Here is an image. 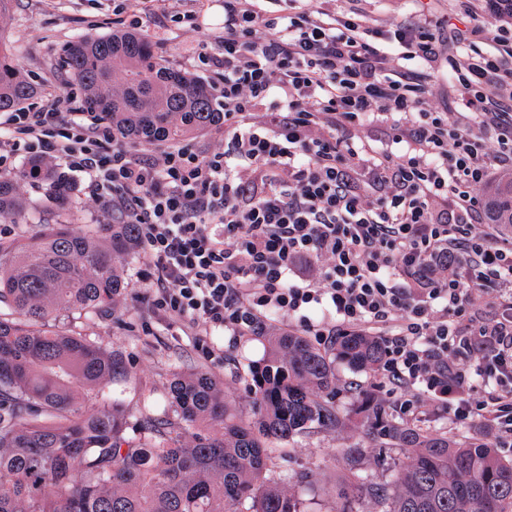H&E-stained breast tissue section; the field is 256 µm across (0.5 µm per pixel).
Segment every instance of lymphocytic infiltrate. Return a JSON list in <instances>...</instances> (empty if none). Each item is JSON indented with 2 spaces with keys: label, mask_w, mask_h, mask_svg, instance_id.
<instances>
[{
  "label": "lymphocytic infiltrate",
  "mask_w": 512,
  "mask_h": 512,
  "mask_svg": "<svg viewBox=\"0 0 512 512\" xmlns=\"http://www.w3.org/2000/svg\"><path fill=\"white\" fill-rule=\"evenodd\" d=\"M322 2L276 15L224 0L221 49L198 52L223 149L138 156L67 96L10 113L0 173L21 156L83 173L90 196L137 229L149 270L136 301L193 331L211 364L224 363L212 330L259 336L275 314L321 345L366 336L403 416L429 399L451 426L512 448V236L486 223L481 194L491 170H512V0L492 8L489 49L445 58L439 21L385 29L363 0ZM439 72L463 110L427 107ZM374 121L388 144L369 150L350 130ZM477 291L490 297L484 318Z\"/></svg>",
  "instance_id": "f902f5d3"
}]
</instances>
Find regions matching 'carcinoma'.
Segmentation results:
<instances>
[{
  "mask_svg": "<svg viewBox=\"0 0 512 512\" xmlns=\"http://www.w3.org/2000/svg\"><path fill=\"white\" fill-rule=\"evenodd\" d=\"M86 107L131 144L180 143L224 119L211 89L157 55L137 32L81 37L62 56ZM36 87L0 43V112H15ZM38 181L65 208L72 184L52 163L29 160L0 173V221L24 214L18 183ZM488 223L512 228V173L484 190ZM138 249L133 224H50L24 240H0V512H307L305 501L268 475L270 447L316 424H338L324 396L336 389L327 354L296 334L268 338L251 369L256 411L248 419L207 371L173 373L167 409L145 399L130 419L116 394L129 355L62 321L102 315L124 288L122 264ZM336 358L375 367L379 346L342 336ZM366 434L405 461L390 479L367 480L364 449L344 452L347 503L375 512H512V460L477 440L461 445L394 420L381 399L356 397Z\"/></svg>",
  "mask_w": 512,
  "mask_h": 512,
  "instance_id": "1",
  "label": "carcinoma"
}]
</instances>
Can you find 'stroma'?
I'll return each instance as SVG.
<instances>
[{
    "label": "stroma",
    "mask_w": 512,
    "mask_h": 512,
    "mask_svg": "<svg viewBox=\"0 0 512 512\" xmlns=\"http://www.w3.org/2000/svg\"><path fill=\"white\" fill-rule=\"evenodd\" d=\"M453 0H367L369 15L379 23L392 25L405 19L415 21L433 17L448 21L440 31L441 51L453 52L474 42V35H461V22L453 15ZM120 0H12L9 12L0 20L10 47L12 61L20 72L37 88L34 104L72 93L66 76L59 66V55L73 37L107 35L129 30L130 24L118 21L116 9ZM196 14L194 27L179 22L180 12ZM154 43L158 54L170 65L192 76L209 81L210 74L199 63L197 54L203 43H215L224 32V0H163L139 28ZM74 190L71 205L63 211L51 206L44 189L33 182L19 184L20 194L30 207L43 210L42 223L18 218L13 224L15 238L24 239L39 232L41 224L111 223V215L102 211L84 189V180L73 175ZM148 270L143 253H136L124 263L125 290L115 305L113 315L90 321L77 320L76 328L102 344L126 349L130 356V379L124 386L123 404L130 415H137L143 406L144 394H152L164 402L173 372L189 373L207 368L193 347L191 337L173 335L166 324L152 316L147 308L135 301ZM210 344L223 351L224 364L210 369L224 385L225 396L240 404L248 402L250 368L260 363L268 346L262 336L231 339L224 332H213ZM336 394L331 402L343 416L336 427L312 426L288 442L273 446L272 474L288 487L294 488L309 502L313 512H341L344 502L336 495L338 484L346 480L348 467L343 459L346 448L359 445L365 450L363 470L374 480H384L393 461L402 460L401 450L381 449L371 443L365 433L361 416L354 412L358 391L368 390L378 398H386L373 371L350 369L335 363ZM311 483L299 484L301 475Z\"/></svg>",
    "instance_id": "stroma-1"
}]
</instances>
